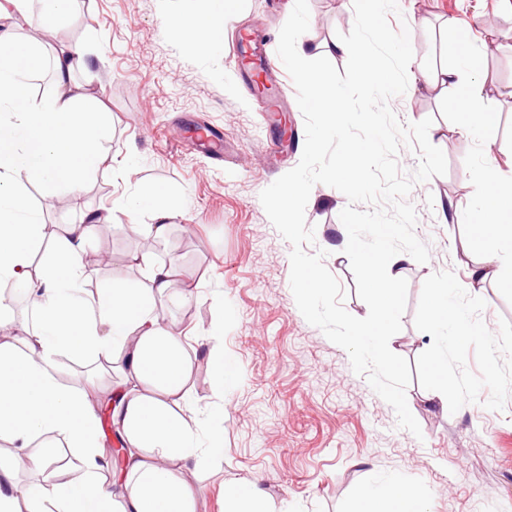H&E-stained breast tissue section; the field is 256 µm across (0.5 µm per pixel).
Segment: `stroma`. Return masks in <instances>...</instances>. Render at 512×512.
Instances as JSON below:
<instances>
[{
	"label": "stroma",
	"mask_w": 512,
	"mask_h": 512,
	"mask_svg": "<svg viewBox=\"0 0 512 512\" xmlns=\"http://www.w3.org/2000/svg\"><path fill=\"white\" fill-rule=\"evenodd\" d=\"M207 0H71L56 28L24 24L19 40L38 39L46 57L76 43L89 49L74 82L103 99L112 120L101 141L106 161L75 195L17 176L15 187L44 224L78 221L83 213L113 210L139 184L166 192L174 216L166 239L154 240L150 209L135 219L115 213L85 244L90 273L85 291L107 284L136 285L129 262L146 253L174 263L193 302L166 304L170 325L186 334L190 362L185 416L223 412V446L209 452L208 433L197 467L186 476L195 512H224V489L253 483L271 512H352L368 489L397 482L421 490L429 512H512V283L471 285L476 265L512 255L472 227L488 177L512 184V0H398L393 28L408 25L414 52L434 67L462 61L446 27L455 20L480 55L487 94L479 108L493 125L460 132L446 87L410 80L390 106L402 123L432 118V144L447 172L416 184L415 233L429 248L426 263L410 262L402 329L391 350L409 362L407 402L421 436L397 425L393 408L353 372L344 349L300 313L290 287L291 244L270 222L259 195L300 161L304 118L281 60L267 79L281 109L266 111L258 77L233 58L239 35L277 46L294 0H246L224 22L223 40L190 49L166 23L168 14L205 9ZM305 40L332 43L354 23L353 0H309ZM499 166L488 173V158ZM340 191L315 185L305 210L315 229L307 252L325 251L324 264L341 284L343 305L362 318L346 255ZM447 288L459 323L440 325L431 314L435 289ZM224 324V357L205 337ZM442 375L431 370L433 358ZM234 378L223 384L222 367ZM447 385L444 404L428 394Z\"/></svg>",
	"instance_id": "obj_1"
}]
</instances>
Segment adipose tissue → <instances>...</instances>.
I'll return each instance as SVG.
<instances>
[{"instance_id":"adipose-tissue-1","label":"adipose tissue","mask_w":512,"mask_h":512,"mask_svg":"<svg viewBox=\"0 0 512 512\" xmlns=\"http://www.w3.org/2000/svg\"><path fill=\"white\" fill-rule=\"evenodd\" d=\"M240 2L212 0L207 17L174 14L169 22L204 51L222 40L224 18ZM69 3L0 0V278L28 277L38 315L36 328L17 327L11 299L0 296V329L16 335L15 345L0 346V437L13 447L10 461L0 462V512H193L182 474L200 453V422L174 410L187 398L188 363L181 336L157 313L161 299L187 300L191 291L179 287L172 267L134 253L130 262L143 268L144 284L108 286L94 303H85L77 295L88 278L82 247L111 214H84L48 242L43 224L14 187L22 174L74 194L102 164L104 114L98 99L73 81L85 64L83 47L54 56L56 88L47 101H29L21 81L42 58L36 42L15 39L14 26L34 19L41 31H51ZM423 79L448 88V108L460 118L461 129L491 122V114L476 107L485 94L479 73L466 77L446 69L424 73ZM164 195L160 187H142L118 209L133 215L152 206V232L162 240L170 229ZM40 249L47 262L33 277L31 256ZM64 354L105 362L113 377L111 422L126 445L117 464L107 465L101 453L100 405L94 395L60 382L66 374L59 362ZM47 433L66 444L67 466H54L55 449L32 453L34 441ZM23 467L39 474V481H19ZM398 506L426 512V499L414 490L385 486L365 493L355 512H394Z\"/></svg>"}]
</instances>
